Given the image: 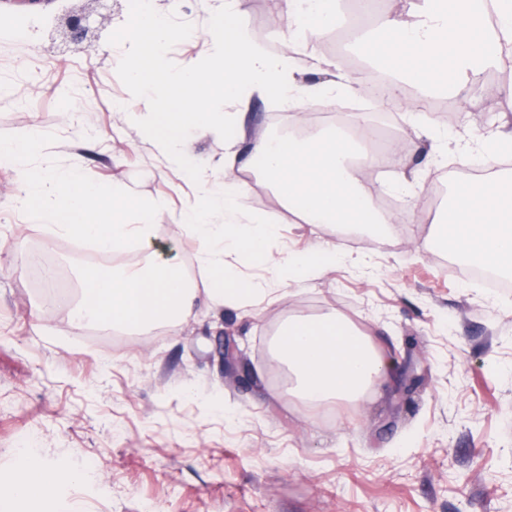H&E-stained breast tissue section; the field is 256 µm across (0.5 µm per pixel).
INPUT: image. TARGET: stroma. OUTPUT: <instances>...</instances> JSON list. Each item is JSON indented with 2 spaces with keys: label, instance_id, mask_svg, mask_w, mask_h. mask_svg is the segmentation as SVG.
I'll use <instances>...</instances> for the list:
<instances>
[{
  "label": "stroma",
  "instance_id": "stroma-1",
  "mask_svg": "<svg viewBox=\"0 0 512 512\" xmlns=\"http://www.w3.org/2000/svg\"><path fill=\"white\" fill-rule=\"evenodd\" d=\"M149 2L182 32L166 48L171 66L210 56L203 32L224 0ZM111 5L92 47L61 50L51 40L55 5L0 0L8 17L0 25V133L56 134L44 157L66 169L83 157L98 182L168 201L150 241L109 255L77 249L62 235L46 239L19 209V175L0 160V486L13 484L25 439L31 456L76 475L40 498L0 493V512H73L77 504L82 512H512V295L460 274L436 234L449 194L470 180L458 155L410 154L426 206L416 223L382 233L318 230L239 171L249 210L280 226L279 249L329 242L348 262L293 287L286 300L264 301L256 318L204 305L174 334L71 326L77 270L149 259L198 278L195 245L174 219L195 196L193 173L223 182L224 139L233 133L191 127L184 164L173 168L144 126L127 122L126 112L146 111L147 97L112 62L130 15L127 0ZM239 9L251 41L279 51L283 0H240ZM351 42L337 25L299 56L297 84L338 70L363 82L345 59ZM511 79L490 67L468 99L451 98V136L472 143L493 133L507 109L498 88ZM117 99L126 112L114 109ZM241 109L252 134L293 127L276 100L253 95ZM327 311L352 320L423 384L404 398L389 381L356 406L311 409L291 397L270 376V341L288 316ZM227 338L249 364L246 383L224 376Z\"/></svg>",
  "mask_w": 512,
  "mask_h": 512
}]
</instances>
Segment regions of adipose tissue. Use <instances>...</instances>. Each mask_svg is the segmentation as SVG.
<instances>
[{"instance_id":"ef3b65f1","label":"adipose tissue","mask_w":512,"mask_h":512,"mask_svg":"<svg viewBox=\"0 0 512 512\" xmlns=\"http://www.w3.org/2000/svg\"><path fill=\"white\" fill-rule=\"evenodd\" d=\"M238 2L225 0L223 12L215 15L205 33L213 46V65L189 58L175 71L163 48L179 37V30L142 7L140 0H131L126 49L115 59L134 90L152 95L149 111L130 113V121L145 126L172 165H180L187 152L185 129L213 123L214 102L221 100L229 107L224 122L236 127L237 136L224 145V182L201 180L197 195L176 220L198 243L196 261L209 283L206 292H199L173 266L89 270L81 277L74 327L106 322L119 329L162 327L173 332L193 316L200 300L232 301L244 308L269 297L281 300L288 295L287 285L321 276L342 259V252L330 243L285 257L273 252L279 227L249 213L246 185L233 173L238 165L256 172L284 205L319 228L356 224L374 229L414 221L420 196H413L400 214L385 213L358 177L361 170L385 163L384 156L361 147L371 133L363 114L353 116L347 133L308 129L302 136L255 137L245 113L232 109L254 94L274 97L292 109L296 125L305 127L306 105L313 98L358 94V85L343 73L305 87L293 78L296 52L326 39L333 28L336 0H284L288 26L282 33V49L275 54L251 43L239 22ZM381 43L402 61L401 84L457 94L484 67L503 68L512 61V0H419L407 15H383L359 38L364 49ZM503 181H512L511 167L484 179L480 189L456 188L443 210L444 222L456 229L445 245L463 261L512 276V198L500 195ZM218 212L224 217L220 224L213 221ZM230 251L255 265L279 267L282 287L264 288L239 275L224 260ZM272 357L287 367L294 393L309 404L356 403L392 368L367 334L333 311L289 318L272 340ZM73 479L71 472L36 462L19 470L12 491L45 494Z\"/></svg>"}]
</instances>
